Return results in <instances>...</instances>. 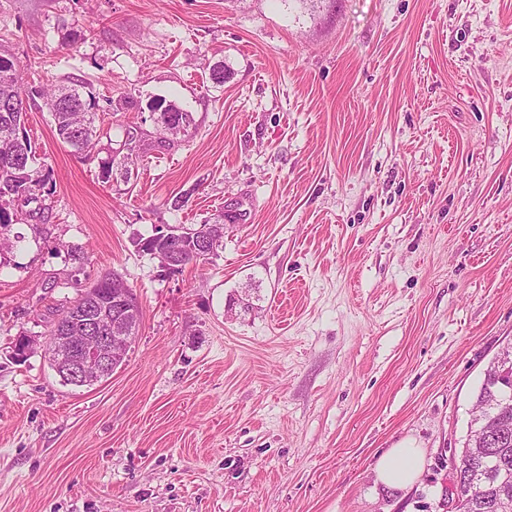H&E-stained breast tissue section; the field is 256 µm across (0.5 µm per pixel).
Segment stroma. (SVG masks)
Segmentation results:
<instances>
[{
  "mask_svg": "<svg viewBox=\"0 0 512 512\" xmlns=\"http://www.w3.org/2000/svg\"><path fill=\"white\" fill-rule=\"evenodd\" d=\"M0 51L88 83L100 131L86 158L44 98L24 118L50 211L0 251V512H453L512 345V0H0ZM155 97L193 118L163 153ZM131 126L130 180L101 179ZM230 201L217 256L163 275L133 244ZM112 272L136 341L63 384L50 327ZM406 439L422 472L383 486ZM421 462L420 448L408 442L401 443L378 459L376 480L389 488L405 489L416 480Z\"/></svg>",
  "mask_w": 512,
  "mask_h": 512,
  "instance_id": "1",
  "label": "stroma"
}]
</instances>
